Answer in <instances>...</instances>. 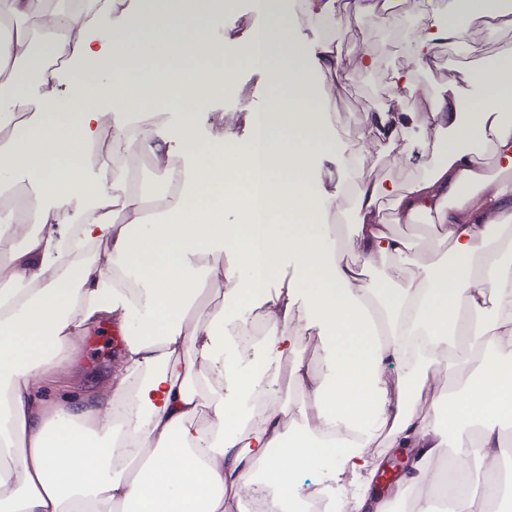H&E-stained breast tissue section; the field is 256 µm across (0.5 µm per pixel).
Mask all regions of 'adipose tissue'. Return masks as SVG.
<instances>
[{
  "instance_id": "adipose-tissue-1",
  "label": "adipose tissue",
  "mask_w": 512,
  "mask_h": 512,
  "mask_svg": "<svg viewBox=\"0 0 512 512\" xmlns=\"http://www.w3.org/2000/svg\"><path fill=\"white\" fill-rule=\"evenodd\" d=\"M258 5L266 22L254 53L212 31L216 0H71L37 15L33 0H0V199L17 176L36 186L24 210L0 208V454L11 456L0 466V512H240L251 476L268 491L266 512H285L302 478L334 455L330 478L357 483L351 509L365 512L367 448L421 449L405 478L416 491L432 484L449 430L476 426L478 450L499 455L500 427L512 421V51L431 95L397 75L409 98L428 103L434 161L403 187L357 182L350 241L361 261L352 264L328 222L329 199L310 187L315 158L334 147L325 114L335 40L302 46L286 0ZM504 13L493 0H439L411 52L438 68V46L467 35L459 15ZM38 51L42 66L20 81ZM231 57L261 69L271 91L247 115L248 139L207 142L195 111L233 83ZM60 60L81 79L76 95L58 90ZM156 101L183 108L179 127L145 126L130 138L128 117ZM364 123L375 141L410 151L405 116L385 107ZM107 135L115 152L153 155L168 193L151 201L131 191L122 162L86 176ZM486 152L495 174L476 162ZM27 218L16 238L14 224ZM426 219L438 227L432 260L406 279L372 278L412 249L391 225ZM88 244L102 246L111 267L74 270L69 255ZM217 252L224 266L210 264ZM286 260L296 276L273 288ZM216 288L223 303L203 312ZM255 307L269 324L262 358L225 380L227 329ZM135 315L102 392L42 398L46 379L72 367L88 326ZM298 317L318 331L325 373L305 362L302 336L288 328ZM461 344L472 374L449 399L430 379L456 372L448 353ZM282 357L288 367L277 366ZM405 361L406 378L389 382L387 365ZM265 381L297 393V404L259 416L245 408ZM204 403L215 416L205 431L194 425ZM118 407L128 412L122 432ZM293 408L300 425L291 430ZM469 478L453 512H490L512 490L511 474L495 486L480 470Z\"/></svg>"
}]
</instances>
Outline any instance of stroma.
I'll use <instances>...</instances> for the list:
<instances>
[{"label":"stroma","mask_w":512,"mask_h":512,"mask_svg":"<svg viewBox=\"0 0 512 512\" xmlns=\"http://www.w3.org/2000/svg\"><path fill=\"white\" fill-rule=\"evenodd\" d=\"M435 3L436 0H402L384 24L368 14L337 13L331 33L340 51L342 78L331 89L329 111L336 156L316 159L310 178L314 191H333L336 180H348L354 173L366 179L388 174L401 183L424 177L432 157L421 147L425 138L422 127L413 125L414 149L411 156L404 157L386 145L371 142L364 114L386 105L398 110L411 108V100L395 94L394 71H412L422 87L431 89L454 78L457 72L475 69L501 50L512 48V15L490 21L471 20L467 23L468 44L440 48L439 69L429 71L416 66L405 53L404 43L425 22ZM261 22L255 0H231L223 16L215 20L214 28L230 39L244 42ZM365 51L376 57L374 69L362 67L360 55ZM269 92L263 71L239 65L230 90L210 99L204 111L198 113L199 136L209 141L223 140L229 133L247 137V114L260 109ZM114 327V322L106 318L90 326L79 342L76 372L58 374L45 382L46 398H83L101 389L122 357V346L112 341Z\"/></svg>","instance_id":"35a3bbf8"}]
</instances>
